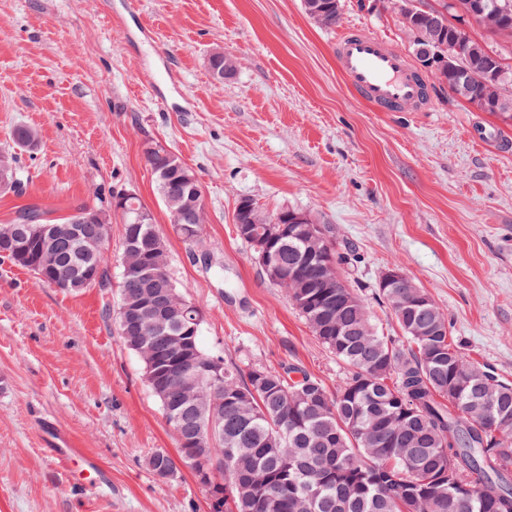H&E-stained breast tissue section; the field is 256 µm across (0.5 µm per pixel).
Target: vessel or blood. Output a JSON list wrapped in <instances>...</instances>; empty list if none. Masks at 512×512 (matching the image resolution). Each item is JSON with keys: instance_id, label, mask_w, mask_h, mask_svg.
Returning <instances> with one entry per match:
<instances>
[{"instance_id": "1", "label": "vessel or blood", "mask_w": 512, "mask_h": 512, "mask_svg": "<svg viewBox=\"0 0 512 512\" xmlns=\"http://www.w3.org/2000/svg\"><path fill=\"white\" fill-rule=\"evenodd\" d=\"M336 63L353 95L377 112H423L429 85L409 59L381 36L348 27L334 41Z\"/></svg>"}]
</instances>
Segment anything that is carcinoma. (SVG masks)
<instances>
[{
  "label": "carcinoma",
  "instance_id": "cac0c4a2",
  "mask_svg": "<svg viewBox=\"0 0 512 512\" xmlns=\"http://www.w3.org/2000/svg\"><path fill=\"white\" fill-rule=\"evenodd\" d=\"M324 5L314 24L335 28L342 5ZM473 0H451L445 11L432 9L429 21L438 27L448 16H461ZM486 12L512 23V0H480ZM487 40L470 39V54L455 60L457 72H469L473 56L504 62L503 51L512 47V32L488 27ZM216 78L232 76L236 59L220 55L211 61ZM10 145L0 150V193L20 196L26 182L20 166L22 153L40 145L37 128L15 126ZM145 155L157 193L170 223L187 242L200 238L206 204L196 173L179 156L152 139ZM116 195L106 205L81 204L64 217L47 220L34 205L20 209L0 224V238L19 234L27 224L76 225L77 235L59 251L60 259L47 279L27 262L0 255L13 265L40 277V282L62 291L91 287L82 273L96 267L100 282L111 283V261L105 251L111 236ZM146 215L136 224V213H120L124 243L153 250L166 246L152 212L135 198ZM270 213L253 200L238 203L234 226L237 237L252 244L250 231L276 233L267 223ZM325 258L338 268L352 264L356 247L336 248V231L327 224ZM284 266L293 267L295 283H280L287 301L304 319L315 337L345 369L336 392L312 375L288 380L280 367L254 365L242 370L224 362L220 381L187 377L172 369L162 372L168 393L155 391L168 425L176 435L187 434L212 415L214 404L224 405V437L212 442L199 434V463L224 460V512H512V383L485 366L473 363L450 336L448 320L435 304H420L427 292L411 282L405 288H379L401 331L400 337L383 336L371 312L355 289H331L328 307L313 302L322 292L315 269L302 263L288 238L276 240ZM119 306L139 305L143 280L121 275ZM354 295V304L342 298ZM125 346L154 373L179 341L171 326L145 338L120 335ZM489 411L486 420L477 413ZM154 474L173 467L174 456L156 450L146 457Z\"/></svg>",
  "mask_w": 512,
  "mask_h": 512
}]
</instances>
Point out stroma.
I'll return each mask as SVG.
<instances>
[{
    "label": "stroma",
    "instance_id": "35a3bbf8",
    "mask_svg": "<svg viewBox=\"0 0 512 512\" xmlns=\"http://www.w3.org/2000/svg\"><path fill=\"white\" fill-rule=\"evenodd\" d=\"M340 25L408 48L390 0H342ZM334 37L302 0H139L135 14L127 0H0V149L19 124L42 136L21 157L25 195L0 196V224L28 204L55 219L135 191L203 314L204 349L244 369L293 366L333 391L341 365L234 229L244 197L304 210L357 247L348 278L384 335L399 329L375 286L396 267L471 358L512 379V126L435 78L431 111H372L339 73ZM217 52L236 58L233 77L214 79ZM148 139L202 184L197 244L169 223ZM119 282L66 293L0 260V512H207L190 470L166 480L145 464L175 452L176 435L118 334ZM49 425L79 451L69 467L46 447Z\"/></svg>",
    "mask_w": 512,
    "mask_h": 512
}]
</instances>
